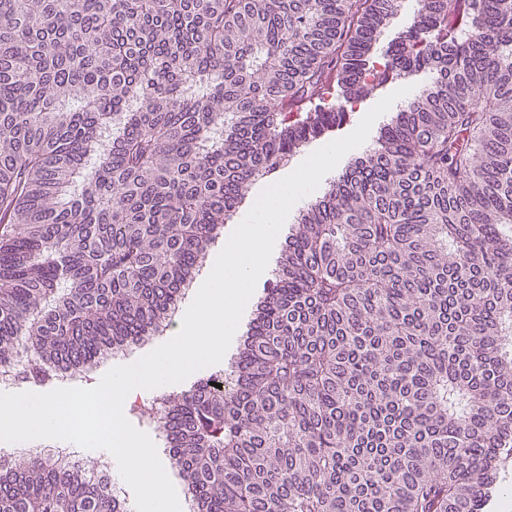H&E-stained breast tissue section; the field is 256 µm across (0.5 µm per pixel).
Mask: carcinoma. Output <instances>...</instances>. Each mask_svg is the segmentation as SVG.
I'll list each match as a JSON object with an SVG mask.
<instances>
[{
    "label": "carcinoma",
    "instance_id": "1",
    "mask_svg": "<svg viewBox=\"0 0 512 512\" xmlns=\"http://www.w3.org/2000/svg\"><path fill=\"white\" fill-rule=\"evenodd\" d=\"M0 0V365L49 389L166 323L259 177L429 75L301 212L231 364L133 408L190 512H484L512 466V0ZM0 456V512H123ZM409 86L408 83L405 81L399 80V79H392L391 77H388L386 80L383 81L381 86L378 88V90L370 97H367L360 103L356 104L355 107L351 109V106L348 105L347 107V117L346 121L341 129L336 131L335 136L328 140H323L319 142H315L311 145H309L307 148H305L302 152L297 153L296 155L289 158V160L280 167L278 172L275 175L276 181L280 180L281 178L288 175L289 171L294 168L295 166L299 165L300 162L307 157L311 152H313L317 147L324 145L325 143L331 142L335 139L341 138L346 136L347 134L351 133L359 124L360 120L363 118V116L377 103L379 102L383 97L387 96L388 94L392 93L393 91L404 87ZM125 416L136 428H138L142 431H145L152 438L157 449L159 448L158 451H159L160 459H161L162 463L166 466V468L169 472V477H170L171 469L169 467V463H168V459H167V452L165 451V448L163 447L164 446L163 443L159 439L158 432L155 429H152L148 426H145V425L139 423L137 418L132 413L127 412V413H125ZM171 475H172V477H170V479L176 488L178 498L180 501V505H181V512H184V510L186 509L185 497L187 495V489L184 487L182 482L174 476L172 471H171Z\"/></svg>",
    "mask_w": 512,
    "mask_h": 512
}]
</instances>
